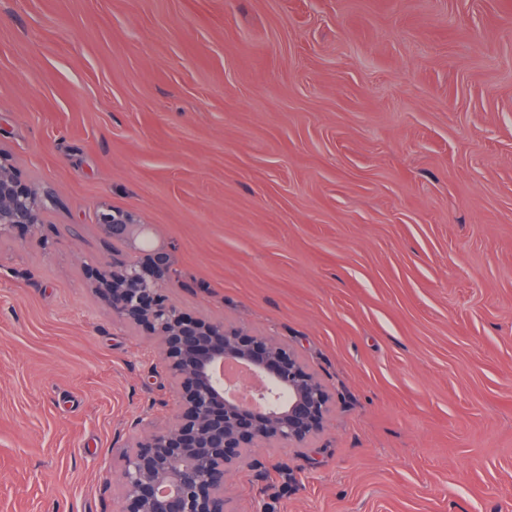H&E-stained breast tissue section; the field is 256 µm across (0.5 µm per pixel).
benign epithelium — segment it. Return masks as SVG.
<instances>
[{
  "label": "benign epithelium",
  "mask_w": 512,
  "mask_h": 512,
  "mask_svg": "<svg viewBox=\"0 0 512 512\" xmlns=\"http://www.w3.org/2000/svg\"><path fill=\"white\" fill-rule=\"evenodd\" d=\"M47 200L0 151V239L19 225L41 223ZM97 224L137 254L97 270V287L110 293L114 315L157 342L177 399L166 425L115 449L122 460L119 512H226L224 482L244 463V452L264 442L304 446L324 430L333 394L295 349L174 304L166 292L169 254L162 245L141 248L139 215L102 204ZM227 359L265 376L261 406L224 399L213 368Z\"/></svg>",
  "instance_id": "obj_1"
}]
</instances>
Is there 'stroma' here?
<instances>
[{"label": "stroma", "mask_w": 512, "mask_h": 512, "mask_svg": "<svg viewBox=\"0 0 512 512\" xmlns=\"http://www.w3.org/2000/svg\"><path fill=\"white\" fill-rule=\"evenodd\" d=\"M0 512H118L175 408L93 273L135 211L185 312L336 395L227 512H512V0H0ZM47 200L38 186L21 180L0 150V239L19 225L40 224Z\"/></svg>", "instance_id": "stroma-1"}]
</instances>
